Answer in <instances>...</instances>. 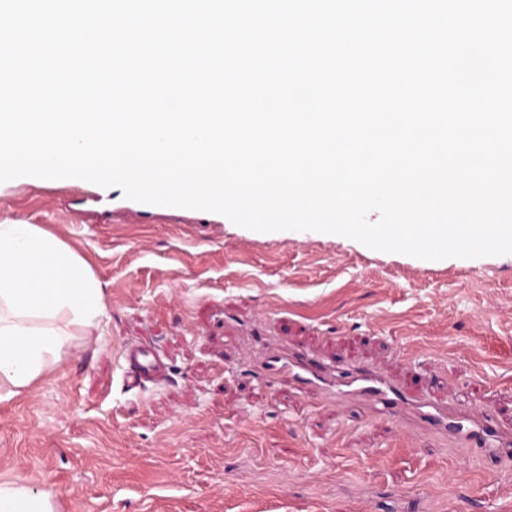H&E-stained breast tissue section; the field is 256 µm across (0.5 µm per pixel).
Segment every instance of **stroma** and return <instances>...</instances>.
<instances>
[{"instance_id": "obj_1", "label": "stroma", "mask_w": 512, "mask_h": 512, "mask_svg": "<svg viewBox=\"0 0 512 512\" xmlns=\"http://www.w3.org/2000/svg\"><path fill=\"white\" fill-rule=\"evenodd\" d=\"M5 218L79 255L106 316L0 400V482L52 489L55 512H512V457L264 364L368 366L512 430V254L425 260L41 178L0 183ZM132 341L168 363L139 391Z\"/></svg>"}]
</instances>
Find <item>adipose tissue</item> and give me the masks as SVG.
I'll return each mask as SVG.
<instances>
[{"label": "adipose tissue", "mask_w": 512, "mask_h": 512, "mask_svg": "<svg viewBox=\"0 0 512 512\" xmlns=\"http://www.w3.org/2000/svg\"><path fill=\"white\" fill-rule=\"evenodd\" d=\"M103 288L84 261L32 224L0 222V394L52 372L71 327L99 328ZM0 512H55L54 495L0 482Z\"/></svg>", "instance_id": "adipose-tissue-1"}]
</instances>
